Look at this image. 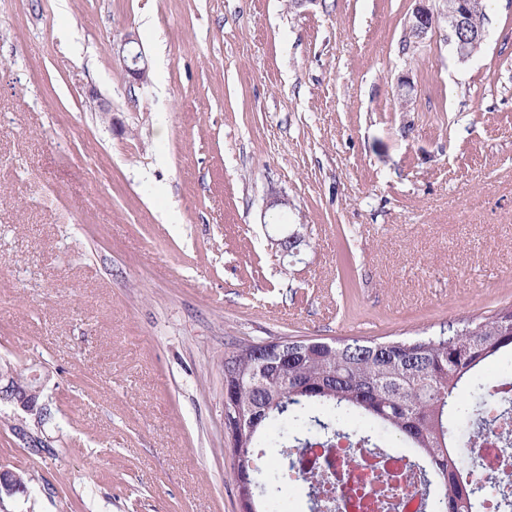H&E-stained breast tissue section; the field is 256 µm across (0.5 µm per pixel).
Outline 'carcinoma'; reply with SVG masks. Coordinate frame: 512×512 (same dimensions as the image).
Returning a JSON list of instances; mask_svg holds the SVG:
<instances>
[{
    "label": "carcinoma",
    "mask_w": 512,
    "mask_h": 512,
    "mask_svg": "<svg viewBox=\"0 0 512 512\" xmlns=\"http://www.w3.org/2000/svg\"><path fill=\"white\" fill-rule=\"evenodd\" d=\"M254 343L237 345L224 358L233 381L234 405L245 415L269 409L245 423L238 454L253 459L257 448H282L300 423L308 437L338 435L336 422L363 417L416 449L432 466L439 492L436 512H472L474 489L463 477L454 419L464 417L473 437L489 430L479 409L464 407L454 391L473 382L486 361L512 351V307L489 317L462 319L455 330L399 341L289 338L275 356L257 354Z\"/></svg>",
    "instance_id": "carcinoma-1"
}]
</instances>
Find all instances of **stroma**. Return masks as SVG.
Returning a JSON list of instances; mask_svg holds the SVG:
<instances>
[{"label":"stroma","instance_id":"stroma-1","mask_svg":"<svg viewBox=\"0 0 512 512\" xmlns=\"http://www.w3.org/2000/svg\"><path fill=\"white\" fill-rule=\"evenodd\" d=\"M411 8L0 0V362L43 365L53 407L0 404V466L35 468L0 512H240L235 346L512 305V0L465 61L446 20L409 42ZM282 462L265 449L259 490L306 512ZM135 39L128 36L121 42L119 53L125 63V71L138 84L148 80L149 66L141 50L136 51ZM125 54V55H124Z\"/></svg>","mask_w":512,"mask_h":512}]
</instances>
